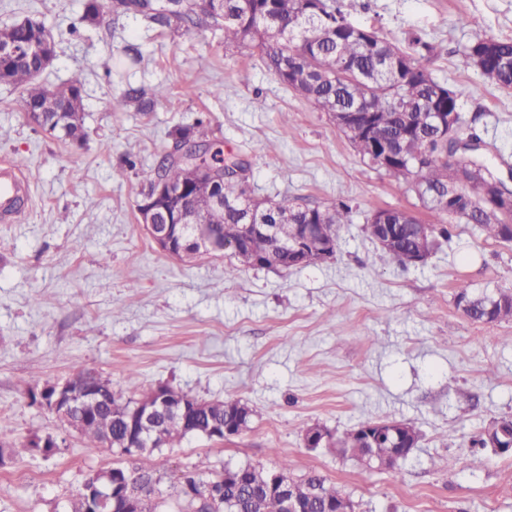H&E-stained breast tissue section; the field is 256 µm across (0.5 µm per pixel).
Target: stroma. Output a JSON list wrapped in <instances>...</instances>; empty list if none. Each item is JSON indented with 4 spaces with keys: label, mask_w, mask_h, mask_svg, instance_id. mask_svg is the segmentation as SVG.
I'll return each mask as SVG.
<instances>
[{
    "label": "stroma",
    "mask_w": 512,
    "mask_h": 512,
    "mask_svg": "<svg viewBox=\"0 0 512 512\" xmlns=\"http://www.w3.org/2000/svg\"><path fill=\"white\" fill-rule=\"evenodd\" d=\"M84 0H0V24L45 21L55 56L42 79L83 80L88 137L74 144L30 123L18 90L0 85V156L24 158L31 199L0 222V438L52 436L0 465V512H68L86 476L123 463L160 474L163 495L206 462L314 471L356 512H512V454L475 453L493 419L512 416V320L475 322L455 305L471 291H512V243L455 216L424 264L383 263L367 214L418 217V196L366 165L328 114L271 76L258 54L224 44L219 29L158 30L132 16L80 23ZM356 25L407 46L438 44L422 65L458 95L484 154L512 168V94L461 70L475 35L512 36V0H341ZM113 62L105 71V62ZM160 98L150 112L114 111L126 85ZM248 165L256 195L353 207L329 262L278 271L227 258L160 252L139 222L143 173L196 118ZM124 177L112 171L122 160ZM88 369L126 398L168 385L253 411L238 436L189 435L145 457L87 447L29 390ZM367 420L413 423L420 442L395 469L369 470L332 448H306L319 425L341 438Z\"/></svg>",
    "instance_id": "stroma-1"
}]
</instances>
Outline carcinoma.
<instances>
[{"label":"carcinoma","instance_id":"1","mask_svg":"<svg viewBox=\"0 0 512 512\" xmlns=\"http://www.w3.org/2000/svg\"><path fill=\"white\" fill-rule=\"evenodd\" d=\"M117 14H133L152 28H169L173 23L185 30L217 28L224 30L227 46H251L258 49L267 70L283 84L312 102L328 114L336 112H365L373 118V138L358 128H344L342 133L370 167H376L373 141L391 142L404 153L384 172L396 181L413 189L430 213L426 222L414 215L401 213L402 224L391 246L378 245L382 231L377 224H365L369 239L377 244L379 257L403 269L411 266L410 255L419 251L421 225L430 230L431 245L428 254L435 253L441 242L449 241L451 233L441 216L454 212L442 210L436 196L453 192L461 200L454 214L466 223L478 227L486 237L512 243V220L496 216L491 220L485 213L486 204L481 189L487 181L498 185V193H512L504 177L491 165L472 159L476 173L471 185L451 184L454 168L462 163L458 158L457 141H446L434 130L432 113L459 108L458 96L448 86L436 81L419 59L433 56L438 47L420 38L403 49L375 32L352 24L341 10L339 0H210V8L196 0H186L179 6L167 0H85L80 21L97 26L106 8ZM45 23L37 22L27 28L18 22L0 25V46L31 43L41 39ZM460 63L465 69L474 68L496 89L512 92V37H478L462 52ZM40 62L24 55L0 57V83L22 89L21 106L25 112L45 115L38 124L42 130L72 143L82 144L87 136L83 125L80 77L53 87L38 83ZM155 99L146 97L142 87L127 86L117 110L133 106L147 112ZM201 118L191 125L180 126L173 134V150L184 141H195L212 153L215 162H226L233 167L244 163L232 153H224L222 142L211 138ZM149 194L156 181L165 180L177 186L189 180L188 170L174 162L159 163L146 173ZM193 208L206 215L208 223L224 231V247L229 257L243 266L269 254L275 241L264 234L249 236L242 247L233 249V242L242 236V214L233 203L253 197L247 177L224 179V208L214 206V187L206 180L194 185ZM326 212V239L338 241L343 225L352 222L353 208L339 201L325 208L300 205L288 199L259 200L253 216L255 224H281L294 213V222L301 224L310 216ZM469 298L464 310L475 322H494L512 319V292L493 295H473L464 284L458 287L455 302ZM100 400L84 418L81 437L92 448H107L108 437L121 438L125 423L119 414L135 399L124 400L114 395L112 384L99 386ZM227 402L213 401L201 411L198 424L204 428L222 423L227 418ZM190 434L188 425L168 418L162 422L164 445L170 446ZM33 441L6 442L0 440V464L4 463V449L12 458L30 451ZM271 472L262 467L248 466V479L243 485L224 486V501L214 512H284L283 501L265 491ZM296 498L303 501L308 512H323L325 504H333L344 512L352 508L350 498L336 486L326 483L319 475L291 480ZM178 512H206V504L184 497L175 490Z\"/></svg>","mask_w":512,"mask_h":512}]
</instances>
